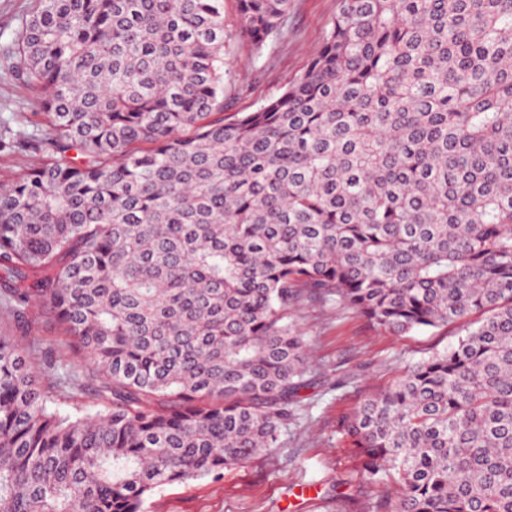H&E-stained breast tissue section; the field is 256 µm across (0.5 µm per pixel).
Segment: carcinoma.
Wrapping results in <instances>:
<instances>
[{"instance_id": "obj_1", "label": "carcinoma", "mask_w": 512, "mask_h": 512, "mask_svg": "<svg viewBox=\"0 0 512 512\" xmlns=\"http://www.w3.org/2000/svg\"><path fill=\"white\" fill-rule=\"evenodd\" d=\"M259 53L291 0H236ZM45 130L0 191V512H143L280 446L303 297L460 323L341 419L381 512H512V0H338L279 97L224 114V0H39L10 48ZM96 415L49 410L52 390ZM21 336L22 345L27 350L35 369L41 367L44 354L53 350L57 356L70 361L75 365L84 366L86 362L80 357L73 356L62 344L58 328L43 318L33 323L24 333L17 329L12 314L0 305V334Z\"/></svg>"}]
</instances>
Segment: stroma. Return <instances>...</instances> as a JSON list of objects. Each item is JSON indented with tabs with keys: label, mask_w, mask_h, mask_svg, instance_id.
<instances>
[{
	"label": "stroma",
	"mask_w": 512,
	"mask_h": 512,
	"mask_svg": "<svg viewBox=\"0 0 512 512\" xmlns=\"http://www.w3.org/2000/svg\"><path fill=\"white\" fill-rule=\"evenodd\" d=\"M37 6L38 0H0V139L5 141L44 126L38 98L13 77L5 58ZM337 6L338 0H291L287 25L257 55L239 35L235 0H225L224 97L230 112H250L280 96L306 68ZM293 320L310 354V385L279 447L204 479L160 488L145 512H372L377 493L358 471L337 423L408 365L455 344L460 326L398 336L332 301L304 304ZM1 332L19 336L33 366L50 350L81 362L63 346L53 323L40 320L21 332L0 306Z\"/></svg>",
	"instance_id": "35a3bbf8"
}]
</instances>
